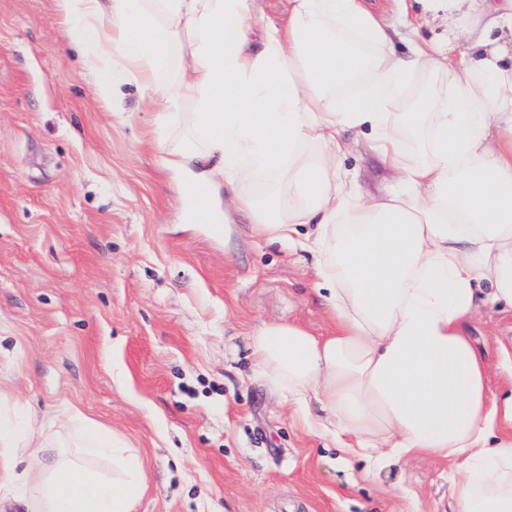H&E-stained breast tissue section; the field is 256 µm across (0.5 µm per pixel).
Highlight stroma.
<instances>
[{
  "instance_id": "obj_1",
  "label": "stroma",
  "mask_w": 512,
  "mask_h": 512,
  "mask_svg": "<svg viewBox=\"0 0 512 512\" xmlns=\"http://www.w3.org/2000/svg\"><path fill=\"white\" fill-rule=\"evenodd\" d=\"M365 5L448 39L418 0ZM122 93L107 112L55 0H0V416L67 444L68 404L127 439L147 473L133 512H456L447 462L371 470L261 386L254 326L334 328L311 259L242 215L219 237L187 222L155 108ZM466 329L494 367L512 356V309Z\"/></svg>"
}]
</instances>
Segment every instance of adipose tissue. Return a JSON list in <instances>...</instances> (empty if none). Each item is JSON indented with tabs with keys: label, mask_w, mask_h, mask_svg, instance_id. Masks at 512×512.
<instances>
[{
	"label": "adipose tissue",
	"mask_w": 512,
	"mask_h": 512,
	"mask_svg": "<svg viewBox=\"0 0 512 512\" xmlns=\"http://www.w3.org/2000/svg\"><path fill=\"white\" fill-rule=\"evenodd\" d=\"M290 2L260 29V0L56 6L104 104L178 62L156 101L165 165L207 186L212 218L227 188L254 234L310 254L335 328L256 326L258 379L345 454L445 461L458 512H512V377L489 393L466 330L479 306L512 304V0H428L463 49L415 40L408 60L362 0ZM416 70L432 82L411 111ZM361 144L394 187L369 195L340 169ZM79 439L111 474L59 458L33 481L20 455L44 445L0 418L9 496L30 512H132L137 450L92 424Z\"/></svg>",
	"instance_id": "1"
}]
</instances>
